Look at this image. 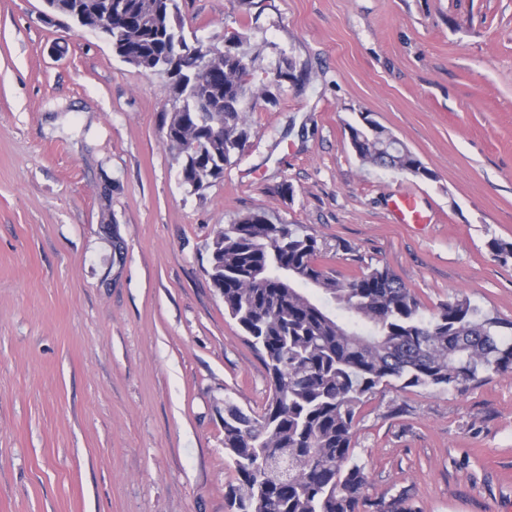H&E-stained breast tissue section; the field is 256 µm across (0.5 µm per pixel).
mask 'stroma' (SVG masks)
Here are the masks:
<instances>
[{
	"label": "stroma",
	"mask_w": 512,
	"mask_h": 512,
	"mask_svg": "<svg viewBox=\"0 0 512 512\" xmlns=\"http://www.w3.org/2000/svg\"><path fill=\"white\" fill-rule=\"evenodd\" d=\"M186 36L246 34L268 82L249 138L195 191L165 139L168 82L43 0H0V512H230L224 403L270 382L210 276L211 243L264 211L352 277L388 267L423 310L512 320V0H178ZM370 116L434 179L357 157ZM428 221L398 223L404 193ZM352 460L370 498L512 512V372L466 391L381 386Z\"/></svg>",
	"instance_id": "stroma-1"
}]
</instances>
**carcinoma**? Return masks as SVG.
<instances>
[{
	"label": "carcinoma",
	"instance_id": "obj_1",
	"mask_svg": "<svg viewBox=\"0 0 512 512\" xmlns=\"http://www.w3.org/2000/svg\"><path fill=\"white\" fill-rule=\"evenodd\" d=\"M119 9L129 18L118 38L126 54L146 61L137 66L143 73H162L181 26L177 0H112ZM233 39L224 66L193 76L194 86L219 92L224 111L197 112L188 99L166 125V140L182 157L183 184L194 191L221 178L248 139L241 113L254 96L257 57L243 49L242 36ZM217 123L224 140L204 141ZM350 133L363 162L435 178L411 151L385 146L369 127ZM323 250L316 235L265 211L239 217L212 241V283L271 383L261 412L224 407L233 512H382L384 499L367 495L365 467L351 461L358 409L377 387L395 380L463 391L486 374L512 372V321L458 297L426 314L390 269L340 277L318 263ZM306 286L321 298H310Z\"/></svg>",
	"mask_w": 512,
	"mask_h": 512
}]
</instances>
